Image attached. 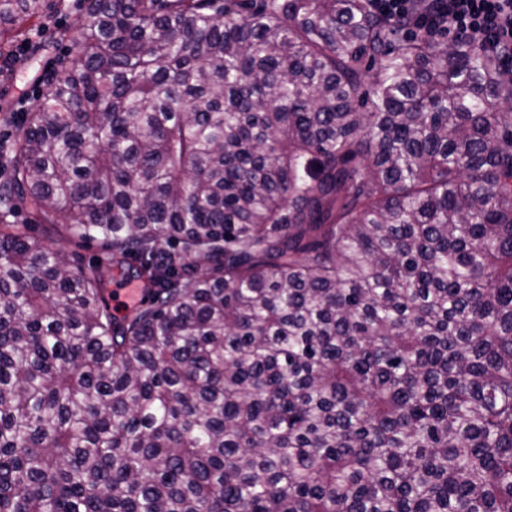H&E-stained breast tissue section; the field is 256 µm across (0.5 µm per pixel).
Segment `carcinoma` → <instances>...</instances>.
I'll return each instance as SVG.
<instances>
[{"label":"carcinoma","instance_id":"cac0c4a2","mask_svg":"<svg viewBox=\"0 0 512 512\" xmlns=\"http://www.w3.org/2000/svg\"><path fill=\"white\" fill-rule=\"evenodd\" d=\"M73 28L0 183V512H512L496 56L369 0ZM114 268L145 285L121 318Z\"/></svg>","mask_w":512,"mask_h":512}]
</instances>
